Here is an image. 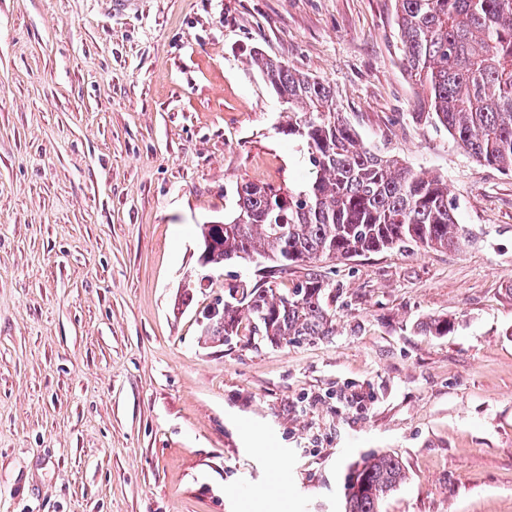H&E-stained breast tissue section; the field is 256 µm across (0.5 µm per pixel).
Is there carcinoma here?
Returning a JSON list of instances; mask_svg holds the SVG:
<instances>
[{
  "label": "carcinoma",
  "instance_id": "1",
  "mask_svg": "<svg viewBox=\"0 0 512 512\" xmlns=\"http://www.w3.org/2000/svg\"><path fill=\"white\" fill-rule=\"evenodd\" d=\"M395 2L401 63L424 91L416 121L448 131L477 162L512 173V0ZM250 62L287 114L282 132L304 144L309 179L300 188L246 181L224 224L200 225L201 238L217 242L209 268L254 257L263 265L261 285L228 288L218 313L200 324L207 340L238 339L245 321L250 338L272 346L330 336L328 282L313 264L409 245L458 251L473 242L448 185L367 145L330 85L258 51ZM297 267L305 273L292 288L269 286ZM405 480L394 456L361 460L347 477L344 512H380Z\"/></svg>",
  "mask_w": 512,
  "mask_h": 512
}]
</instances>
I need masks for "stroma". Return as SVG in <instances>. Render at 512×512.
Returning <instances> with one entry per match:
<instances>
[{
  "mask_svg": "<svg viewBox=\"0 0 512 512\" xmlns=\"http://www.w3.org/2000/svg\"><path fill=\"white\" fill-rule=\"evenodd\" d=\"M399 46L395 0H0V512H342L378 454L381 512H512V175L413 119ZM256 51L475 241L321 263L333 335L217 347L197 314L255 264L206 273L201 225L308 179ZM405 480L406 473L395 456L364 458L348 474L344 512H380L382 502Z\"/></svg>",
  "mask_w": 512,
  "mask_h": 512,
  "instance_id": "35a3bbf8",
  "label": "stroma"
}]
</instances>
